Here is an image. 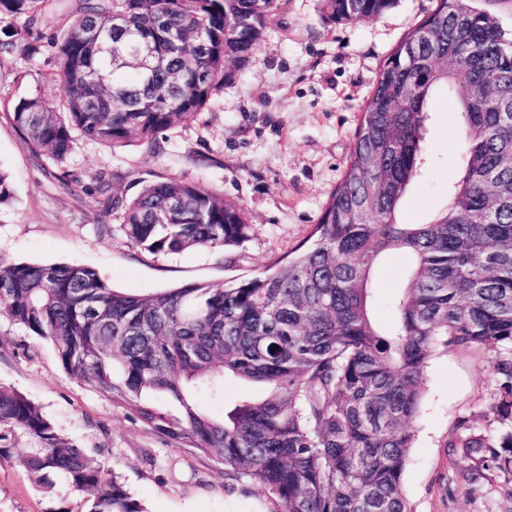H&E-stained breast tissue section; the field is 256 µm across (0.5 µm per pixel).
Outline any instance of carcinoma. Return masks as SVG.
I'll return each instance as SVG.
<instances>
[{
  "label": "carcinoma",
  "instance_id": "1",
  "mask_svg": "<svg viewBox=\"0 0 512 512\" xmlns=\"http://www.w3.org/2000/svg\"><path fill=\"white\" fill-rule=\"evenodd\" d=\"M47 0H0L22 15L0 30V56L23 72L41 41L57 60L59 99L21 98L9 117L49 174L72 182L78 141L143 146L209 109L263 40L278 0H73L58 37L40 31ZM394 0H321L332 24L380 15ZM460 106L462 174L447 208L400 224L420 173L433 92ZM102 215L119 213L126 243L153 255L224 251L253 232L244 208L200 182H146L131 199L103 174L86 189ZM411 255V284L386 328L373 318L372 274L389 251ZM0 315L49 341L62 368L171 441L276 495L282 512H407L402 476L412 420L434 350L495 349L490 427L461 420L448 455L467 462L471 492L497 481L512 498V39L469 0H437L380 67L360 112L340 181L309 236L262 271L214 288L149 295L110 287L83 264L0 257ZM228 377L267 386L261 398L202 411ZM25 443L19 456L14 448ZM38 491L61 476L76 512H146L119 477L60 435L40 406L0 386V464Z\"/></svg>",
  "mask_w": 512,
  "mask_h": 512
}]
</instances>
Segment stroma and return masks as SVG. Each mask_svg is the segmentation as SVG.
<instances>
[{"label":"stroma","instance_id":"35a3bbf8","mask_svg":"<svg viewBox=\"0 0 512 512\" xmlns=\"http://www.w3.org/2000/svg\"><path fill=\"white\" fill-rule=\"evenodd\" d=\"M436 7V0H398L377 17L355 24L325 23L319 0H281L249 64L206 112L171 131L162 155L130 146L111 150L80 143L62 185L46 158L21 144L8 117L19 99L60 98L55 62L43 54L32 72L0 57V169L13 178L14 198L0 207V256L14 262L95 268L108 284L150 294L185 284L216 288L247 278L287 255L316 224L353 147L359 114L379 68L398 41ZM421 171L399 220L423 224L448 204L460 173L464 137L457 103L447 90L428 103ZM114 193L134 196L143 181H200L244 207L253 233L232 251L192 249L151 255L127 246L111 217L112 234L96 198L85 189L101 173ZM408 254L393 251L374 277V318L389 323L390 300L407 288ZM491 350L437 349L424 371L425 395L413 423L415 440L402 484L409 512H512L495 491L470 493L463 461L448 455V434L463 419L485 427L496 382ZM0 385L41 406L60 434L76 440L98 464L121 476L147 512H281L278 498L248 480L230 479L197 449L145 428L130 409L112 404L71 378L53 346L0 316ZM77 499L63 479L51 494L37 491L16 465L0 466V512H58Z\"/></svg>","mask_w":512,"mask_h":512}]
</instances>
